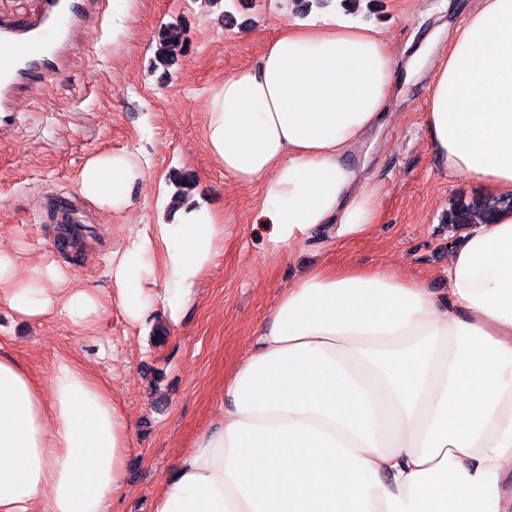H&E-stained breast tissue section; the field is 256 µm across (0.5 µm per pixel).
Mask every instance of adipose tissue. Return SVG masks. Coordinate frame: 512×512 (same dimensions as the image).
Returning a JSON list of instances; mask_svg holds the SVG:
<instances>
[{
  "instance_id": "ef3b65f1",
  "label": "adipose tissue",
  "mask_w": 512,
  "mask_h": 512,
  "mask_svg": "<svg viewBox=\"0 0 512 512\" xmlns=\"http://www.w3.org/2000/svg\"><path fill=\"white\" fill-rule=\"evenodd\" d=\"M438 34L404 70L379 29L284 20L259 58L206 100L204 142L225 176L260 191L254 221L275 247L325 224L378 223L364 169L346 161L386 119L398 82L429 72L425 122L449 176L512 195V0H475L447 56ZM144 178L99 155L79 191L126 208ZM162 300L190 301L224 228L207 206L159 227ZM151 239L114 260L116 299L147 316ZM0 300L78 326L101 301L54 264L21 270L0 248ZM129 426L92 375L67 361L41 388L0 353V512H108L124 489ZM512 211L476 224L448 256V296L391 269L318 268L271 309L257 347L224 383V410L164 480L154 512H512Z\"/></svg>"
}]
</instances>
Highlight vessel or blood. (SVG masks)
I'll return each instance as SVG.
<instances>
[{
	"instance_id": "b4317fda",
	"label": "vessel or blood",
	"mask_w": 512,
	"mask_h": 512,
	"mask_svg": "<svg viewBox=\"0 0 512 512\" xmlns=\"http://www.w3.org/2000/svg\"><path fill=\"white\" fill-rule=\"evenodd\" d=\"M107 0H37L29 14L0 12V130L14 123L15 98L65 72L75 34L100 22Z\"/></svg>"
}]
</instances>
